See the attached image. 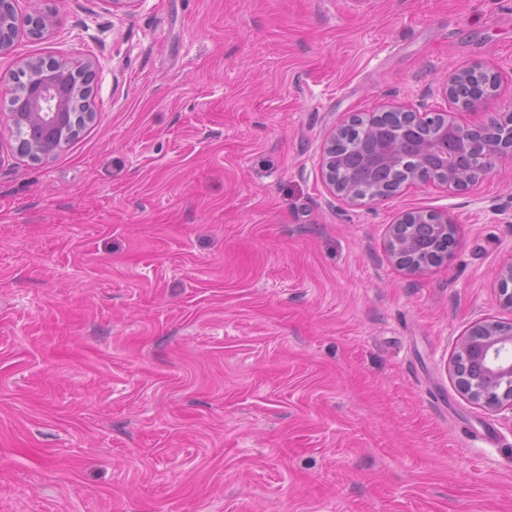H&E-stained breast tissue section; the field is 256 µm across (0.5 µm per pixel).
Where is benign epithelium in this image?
I'll return each mask as SVG.
<instances>
[{"label":"benign epithelium","mask_w":512,"mask_h":512,"mask_svg":"<svg viewBox=\"0 0 512 512\" xmlns=\"http://www.w3.org/2000/svg\"><path fill=\"white\" fill-rule=\"evenodd\" d=\"M57 16L34 10L29 17L30 31L48 35ZM18 33L13 0H0V51L9 48ZM28 93L18 99L15 111L8 113L17 141V151L35 161H48L72 140L78 122H91L96 112L87 98L96 77L91 63L83 66L73 88L66 92L55 76L71 70L65 60L28 59ZM497 81L495 74L481 64L456 71L442 84V90L458 109L473 111L478 100L465 94L475 82ZM389 118L399 125L391 133L379 136L377 153L364 160L378 174L397 163L405 153L419 157L421 165L404 185L438 183L457 191L465 190L492 162L512 156V121L496 118L482 125H463L443 119L430 123L431 113L414 108H391L376 112L372 118ZM344 129H333L322 151V177L328 188L349 202L383 200L400 190L388 181L373 184L362 193L337 176L338 151ZM454 225L446 213L413 211L399 217L387 228L386 246L395 264L411 272H420L448 259V243ZM503 304L512 307V261L498 268L495 276ZM454 372L462 392L473 402L490 410L512 411V322L495 319L479 321L462 336L453 359Z\"/></svg>","instance_id":"1"}]
</instances>
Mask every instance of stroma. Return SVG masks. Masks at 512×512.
I'll use <instances>...</instances> for the list:
<instances>
[{"mask_svg":"<svg viewBox=\"0 0 512 512\" xmlns=\"http://www.w3.org/2000/svg\"><path fill=\"white\" fill-rule=\"evenodd\" d=\"M0 52L96 62L54 158L0 122V512H512V412L457 385V341L512 322V158L458 192L333 195L328 133L425 104L512 113V0H39ZM482 63L472 112L440 92ZM409 211L447 262L386 250ZM424 235L425 246L421 244ZM454 225L446 213L413 211L404 213L387 228L386 246L395 264L420 272L448 259V243Z\"/></svg>","mask_w":512,"mask_h":512,"instance_id":"1","label":"stroma"}]
</instances>
